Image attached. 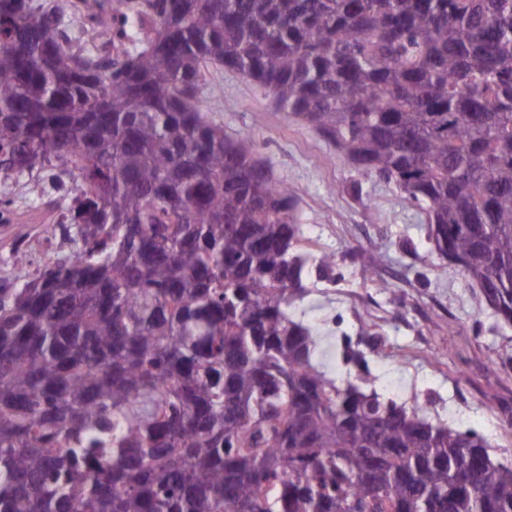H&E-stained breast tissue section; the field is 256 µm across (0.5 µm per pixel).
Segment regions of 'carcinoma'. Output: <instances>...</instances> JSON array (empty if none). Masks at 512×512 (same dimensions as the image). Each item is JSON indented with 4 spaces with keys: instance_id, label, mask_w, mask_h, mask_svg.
<instances>
[{
    "instance_id": "1",
    "label": "carcinoma",
    "mask_w": 512,
    "mask_h": 512,
    "mask_svg": "<svg viewBox=\"0 0 512 512\" xmlns=\"http://www.w3.org/2000/svg\"><path fill=\"white\" fill-rule=\"evenodd\" d=\"M209 67L394 184L512 324V0H0V176L70 246L0 278V512H512L488 439L316 359L294 310L335 256Z\"/></svg>"
}]
</instances>
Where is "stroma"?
<instances>
[{"mask_svg": "<svg viewBox=\"0 0 512 512\" xmlns=\"http://www.w3.org/2000/svg\"><path fill=\"white\" fill-rule=\"evenodd\" d=\"M204 98L229 135L252 131L262 159L296 197L309 248L336 255L332 270L311 272L310 291L297 310L316 331L327 372L346 377L367 368L384 399L409 409L432 396L453 398L450 410L428 408L427 418L477 431L495 445L497 459L512 466V421L487 410L491 401L512 405V365L493 381L483 372L489 361L512 356V326L494 315L457 265L436 254L425 212L394 184L360 175L237 73L213 71ZM1 196L13 207L0 221V277H21L65 256V249L47 246L59 210L46 193L11 179L0 181ZM17 247L27 254L20 266L10 261ZM361 257L376 260L371 280L361 276ZM396 294L402 305L393 303ZM332 311L344 318L349 335L363 339L364 366L341 352L323 325Z\"/></svg>", "mask_w": 512, "mask_h": 512, "instance_id": "35a3bbf8", "label": "stroma"}]
</instances>
